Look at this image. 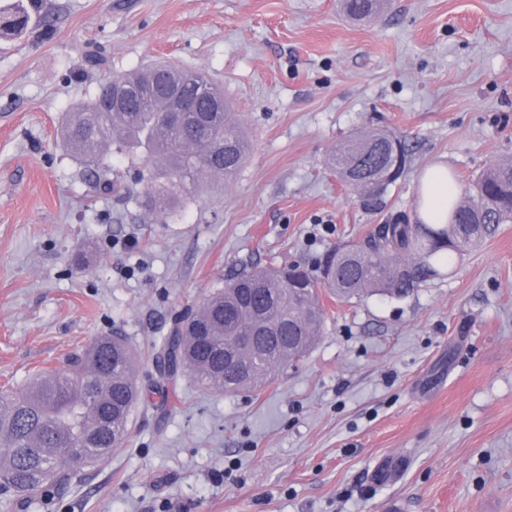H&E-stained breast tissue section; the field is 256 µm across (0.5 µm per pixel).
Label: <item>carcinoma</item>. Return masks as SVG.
<instances>
[{
  "mask_svg": "<svg viewBox=\"0 0 512 512\" xmlns=\"http://www.w3.org/2000/svg\"><path fill=\"white\" fill-rule=\"evenodd\" d=\"M383 0H343L345 16L363 20L382 12ZM128 104L115 113L131 119L116 125L102 111L109 87H100L84 106L68 113L58 130L73 148L99 140L103 149L82 154L99 171L101 189L121 192L119 177L105 162V150L132 156L137 149L161 161L147 180V191L134 202L168 212L202 176L233 178L251 144L234 112L217 121L213 99L186 91L194 107L185 120L167 125L159 113L167 86L137 85ZM407 163L406 148L384 130L353 136L336 145L328 166L343 182L358 183L374 199L399 180ZM446 224H424L418 212L396 214L370 231L362 247L333 246L309 268L300 265H244L203 297L196 308L175 320L156 347L165 362L158 388L177 385L184 370L205 390L256 391L268 375L305 357L324 332L327 309L319 301L325 290L338 299L380 295L402 299L436 272L434 260L451 262L493 236L498 225L512 222V159L496 162L477 175L469 193L448 203ZM134 352L122 336H103L68 355L60 369L44 371L20 392L0 391V512H12L17 499L72 479L61 462L79 458V467L95 466L123 446L136 406L144 401L134 379Z\"/></svg>",
  "mask_w": 512,
  "mask_h": 512,
  "instance_id": "1",
  "label": "carcinoma"
}]
</instances>
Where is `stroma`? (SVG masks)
<instances>
[{
    "label": "stroma",
    "instance_id": "stroma-1",
    "mask_svg": "<svg viewBox=\"0 0 512 512\" xmlns=\"http://www.w3.org/2000/svg\"><path fill=\"white\" fill-rule=\"evenodd\" d=\"M14 5L31 20L0 38V389L119 333L147 398L121 449L18 512H512V223L407 298L321 295L323 335L261 390L186 373L168 398L151 355L240 264L364 244L431 164L463 193L512 159V0H390L363 22L339 0ZM157 62L212 78L253 143L165 215L133 202L153 160L108 156L130 193L104 195L57 138L102 82ZM376 129L408 163L369 201L327 159Z\"/></svg>",
    "mask_w": 512,
    "mask_h": 512
}]
</instances>
